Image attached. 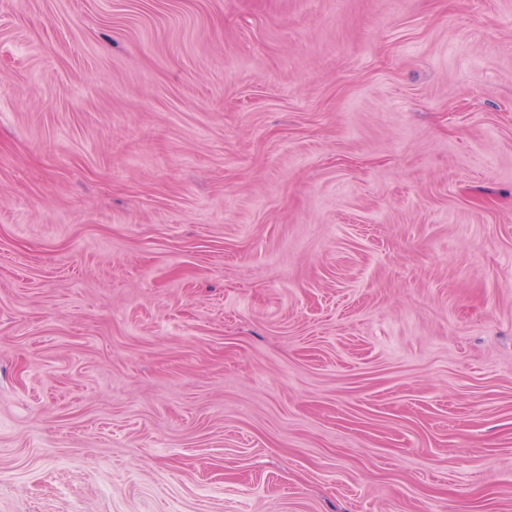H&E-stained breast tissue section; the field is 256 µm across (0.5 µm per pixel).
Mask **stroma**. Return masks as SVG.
<instances>
[{
    "label": "stroma",
    "mask_w": 512,
    "mask_h": 512,
    "mask_svg": "<svg viewBox=\"0 0 512 512\" xmlns=\"http://www.w3.org/2000/svg\"><path fill=\"white\" fill-rule=\"evenodd\" d=\"M0 512H512V0H0Z\"/></svg>",
    "instance_id": "1"
}]
</instances>
